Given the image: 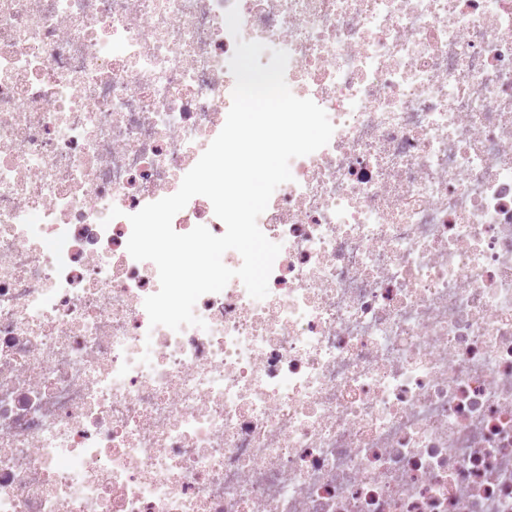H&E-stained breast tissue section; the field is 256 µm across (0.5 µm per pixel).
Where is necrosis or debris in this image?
Masks as SVG:
<instances>
[{
    "label": "necrosis or debris",
    "instance_id": "necrosis-or-debris-1",
    "mask_svg": "<svg viewBox=\"0 0 512 512\" xmlns=\"http://www.w3.org/2000/svg\"><path fill=\"white\" fill-rule=\"evenodd\" d=\"M240 39L335 130L258 219L268 296L153 328L128 217ZM0 512H512V0H0Z\"/></svg>",
    "mask_w": 512,
    "mask_h": 512
}]
</instances>
